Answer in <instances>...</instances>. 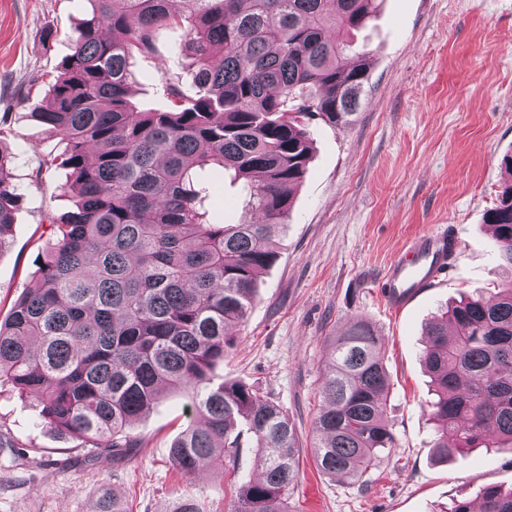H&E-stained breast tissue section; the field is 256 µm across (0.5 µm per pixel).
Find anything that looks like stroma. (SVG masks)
Segmentation results:
<instances>
[{
  "instance_id": "obj_1",
  "label": "stroma",
  "mask_w": 512,
  "mask_h": 512,
  "mask_svg": "<svg viewBox=\"0 0 512 512\" xmlns=\"http://www.w3.org/2000/svg\"><path fill=\"white\" fill-rule=\"evenodd\" d=\"M355 36L370 56L361 107L346 125L313 121V150L278 239L279 258L258 280L237 346L212 375L267 392L286 411L303 449L291 512H443L477 500L489 486L512 487V450L475 448L435 462L429 418L431 378L422 363L425 329L460 296L487 298L512 279L501 266L486 222L507 181L512 153V0H378ZM86 0H0V114L11 129L20 193L15 222L0 246V321L34 284L54 242L48 215L72 207L66 172L39 174L40 160L64 146L32 114L49 99L53 68L72 52ZM56 36L44 41L45 29ZM184 31L157 33L156 61L133 66V101L163 109L161 83L194 92L180 53ZM451 227L459 254L423 293L393 311L382 277L418 235ZM384 337L390 382L386 420L395 446L364 481L320 473L313 420L320 379L334 336L351 318ZM190 398L164 395L137 419V448L102 454L61 438L42 405L0 383V512H92L100 489L117 493L130 512H165L184 499L203 512H231L228 477L209 469L184 476L170 449L193 421Z\"/></svg>"
}]
</instances>
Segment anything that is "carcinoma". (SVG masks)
<instances>
[{"instance_id":"obj_1","label":"carcinoma","mask_w":512,"mask_h":512,"mask_svg":"<svg viewBox=\"0 0 512 512\" xmlns=\"http://www.w3.org/2000/svg\"><path fill=\"white\" fill-rule=\"evenodd\" d=\"M377 0H87L73 52L56 67L50 102L32 109L65 143L40 167L68 170L74 207L52 219L56 239L35 286L0 322V381L36 395L49 426L103 452L137 448L133 421L167 390L187 389L198 423L171 447L182 475L201 462L233 476V512H288L301 448L279 406L253 386L214 383L237 345L259 275L278 259L310 159L309 124H346L369 82L368 52L347 39ZM185 30L196 93L162 83L168 110L131 102L132 59L155 54L158 28ZM488 222L512 268V155ZM240 184L244 216L212 220L206 170ZM19 193L0 145V243ZM423 362L431 415L446 458L464 448L512 446V283L461 300L427 326ZM381 338L363 319L334 338L313 423L317 469L359 481L393 447ZM256 448L262 477L242 471ZM94 512H125L102 488ZM480 512H512V488L481 493Z\"/></svg>"}]
</instances>
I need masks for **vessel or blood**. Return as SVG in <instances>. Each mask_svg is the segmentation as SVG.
<instances>
[{
  "label": "vessel or blood",
  "instance_id": "1",
  "mask_svg": "<svg viewBox=\"0 0 512 512\" xmlns=\"http://www.w3.org/2000/svg\"><path fill=\"white\" fill-rule=\"evenodd\" d=\"M460 247L456 234L432 231L415 238L391 263L381 282V294L396 310L444 273Z\"/></svg>",
  "mask_w": 512,
  "mask_h": 512
}]
</instances>
